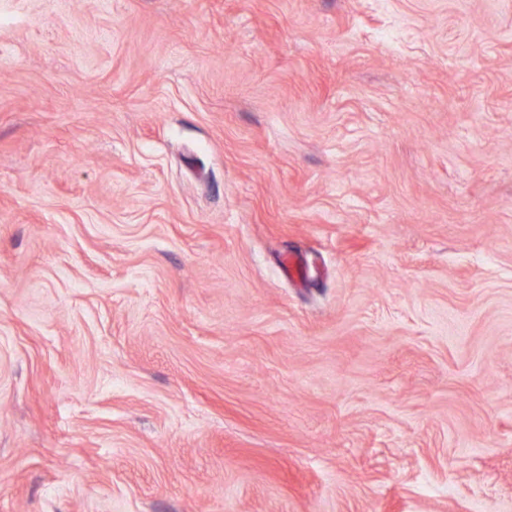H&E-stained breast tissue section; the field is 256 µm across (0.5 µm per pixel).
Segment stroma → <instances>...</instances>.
Here are the masks:
<instances>
[{
	"label": "stroma",
	"instance_id": "1",
	"mask_svg": "<svg viewBox=\"0 0 512 512\" xmlns=\"http://www.w3.org/2000/svg\"><path fill=\"white\" fill-rule=\"evenodd\" d=\"M0 512H512V0H0Z\"/></svg>",
	"mask_w": 512,
	"mask_h": 512
}]
</instances>
